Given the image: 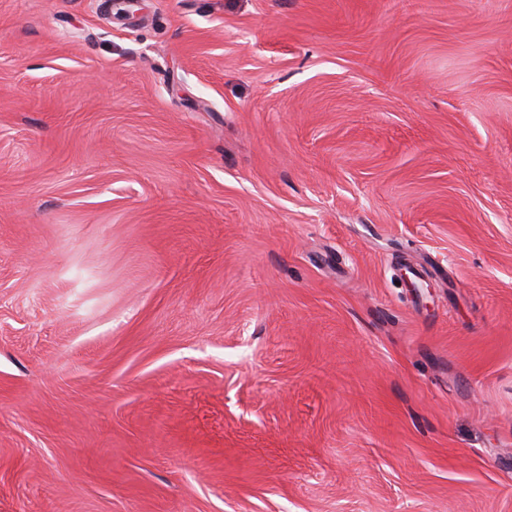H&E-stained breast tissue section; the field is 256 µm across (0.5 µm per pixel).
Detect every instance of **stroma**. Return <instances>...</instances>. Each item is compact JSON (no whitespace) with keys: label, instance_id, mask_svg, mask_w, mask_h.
Listing matches in <instances>:
<instances>
[{"label":"stroma","instance_id":"stroma-1","mask_svg":"<svg viewBox=\"0 0 512 512\" xmlns=\"http://www.w3.org/2000/svg\"><path fill=\"white\" fill-rule=\"evenodd\" d=\"M0 512H512V0H0Z\"/></svg>","mask_w":512,"mask_h":512}]
</instances>
